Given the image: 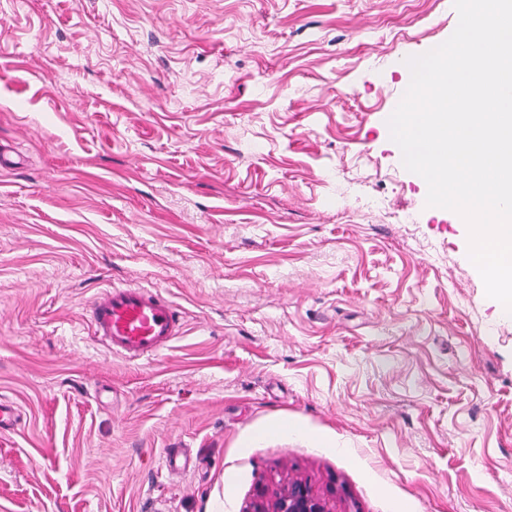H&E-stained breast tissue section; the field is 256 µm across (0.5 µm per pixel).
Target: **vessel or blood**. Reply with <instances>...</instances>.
<instances>
[{
  "instance_id": "b4317fda",
  "label": "vessel or blood",
  "mask_w": 512,
  "mask_h": 512,
  "mask_svg": "<svg viewBox=\"0 0 512 512\" xmlns=\"http://www.w3.org/2000/svg\"><path fill=\"white\" fill-rule=\"evenodd\" d=\"M95 336L115 355L140 360L158 355L179 335L173 302L141 287H111L91 303Z\"/></svg>"
}]
</instances>
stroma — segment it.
I'll return each mask as SVG.
<instances>
[{
	"label": "stroma",
	"instance_id": "stroma-1",
	"mask_svg": "<svg viewBox=\"0 0 512 512\" xmlns=\"http://www.w3.org/2000/svg\"><path fill=\"white\" fill-rule=\"evenodd\" d=\"M456 17L0 0V512H248L295 477L331 512H512V318L382 122ZM113 285L181 335L107 351ZM288 416L317 439L256 440ZM94 336L128 360L158 355L180 333L173 302L141 287H111L91 303Z\"/></svg>",
	"mask_w": 512,
	"mask_h": 512
}]
</instances>
